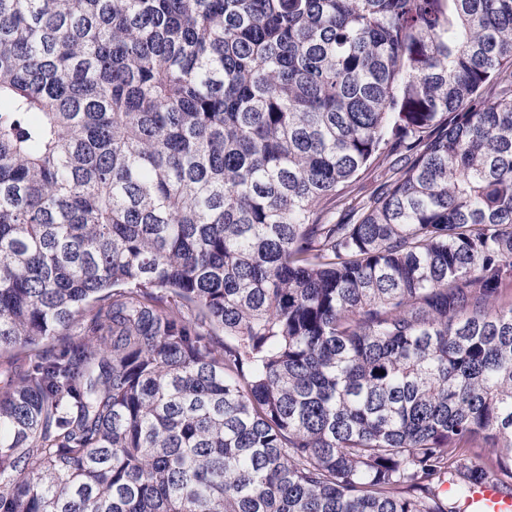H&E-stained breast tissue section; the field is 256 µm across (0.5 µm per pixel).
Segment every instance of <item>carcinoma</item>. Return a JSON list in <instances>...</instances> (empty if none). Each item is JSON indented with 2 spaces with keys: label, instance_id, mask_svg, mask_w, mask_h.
Returning a JSON list of instances; mask_svg holds the SVG:
<instances>
[{
  "label": "carcinoma",
  "instance_id": "carcinoma-1",
  "mask_svg": "<svg viewBox=\"0 0 512 512\" xmlns=\"http://www.w3.org/2000/svg\"><path fill=\"white\" fill-rule=\"evenodd\" d=\"M509 70L512 0H0V512L512 498Z\"/></svg>",
  "mask_w": 512,
  "mask_h": 512
}]
</instances>
